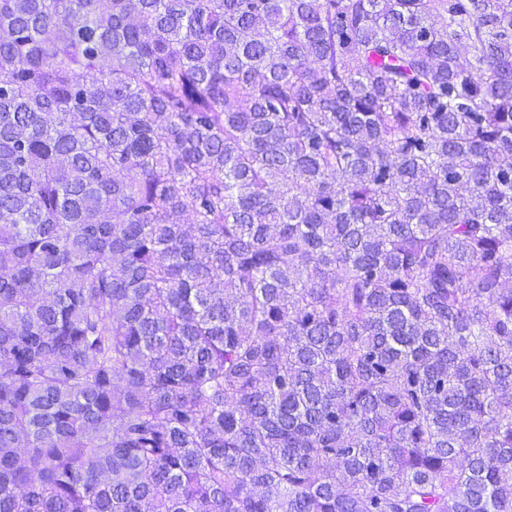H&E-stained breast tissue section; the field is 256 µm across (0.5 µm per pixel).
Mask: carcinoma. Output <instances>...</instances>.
I'll return each mask as SVG.
<instances>
[{
    "label": "carcinoma",
    "mask_w": 512,
    "mask_h": 512,
    "mask_svg": "<svg viewBox=\"0 0 512 512\" xmlns=\"http://www.w3.org/2000/svg\"><path fill=\"white\" fill-rule=\"evenodd\" d=\"M0 512H512V0H0Z\"/></svg>",
    "instance_id": "1"
}]
</instances>
